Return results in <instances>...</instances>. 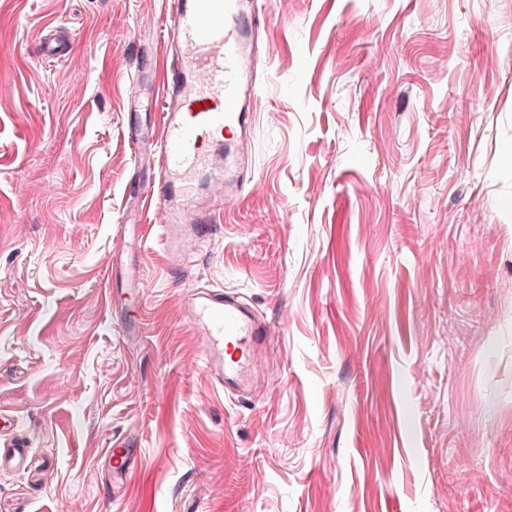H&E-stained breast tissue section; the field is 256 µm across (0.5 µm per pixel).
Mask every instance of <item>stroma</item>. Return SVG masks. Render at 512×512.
<instances>
[{
  "mask_svg": "<svg viewBox=\"0 0 512 512\" xmlns=\"http://www.w3.org/2000/svg\"><path fill=\"white\" fill-rule=\"evenodd\" d=\"M269 2L255 189L174 273L119 222L162 0H0V512H512V0ZM209 286L271 328L243 395ZM189 326L203 343V362L216 387L244 390L253 352L268 334L255 309L222 288H208L184 300ZM112 483L120 484L134 467L137 455L134 448H110Z\"/></svg>",
  "mask_w": 512,
  "mask_h": 512,
  "instance_id": "stroma-1",
  "label": "stroma"
}]
</instances>
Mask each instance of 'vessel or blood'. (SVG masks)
I'll list each match as a JSON object with an SVG mask.
<instances>
[{
	"label": "vessel or blood",
	"instance_id": "b4317fda",
	"mask_svg": "<svg viewBox=\"0 0 512 512\" xmlns=\"http://www.w3.org/2000/svg\"><path fill=\"white\" fill-rule=\"evenodd\" d=\"M269 14L267 0H164L154 27L161 65L156 86L146 84L143 64L135 66L132 92L148 95L155 121L146 132L130 127L127 143L133 157L149 154L153 174L130 187L136 210L123 212L120 221L155 236L171 267L188 265L189 244L206 242L217 212L252 189L242 145L255 131L253 61ZM151 213L160 223H144ZM184 307L216 387L243 390L266 324L252 306L220 288L193 292ZM110 455L117 485L137 455L131 448Z\"/></svg>",
	"mask_w": 512,
	"mask_h": 512
}]
</instances>
